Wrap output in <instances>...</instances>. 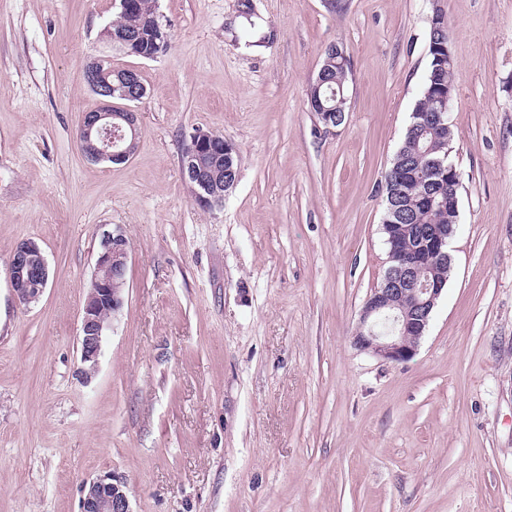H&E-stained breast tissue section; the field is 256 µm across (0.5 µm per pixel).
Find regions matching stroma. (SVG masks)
Returning <instances> with one entry per match:
<instances>
[{
	"label": "stroma",
	"mask_w": 512,
	"mask_h": 512,
	"mask_svg": "<svg viewBox=\"0 0 512 512\" xmlns=\"http://www.w3.org/2000/svg\"><path fill=\"white\" fill-rule=\"evenodd\" d=\"M168 49L105 31L116 0H0V512H80L113 472L133 512H512V0H157ZM455 60L451 268L412 359L355 348L388 266L382 186L428 64ZM262 20L246 53L240 21ZM351 60L342 125L308 89ZM139 72L137 148L88 161L91 62ZM235 144L238 182L200 209L195 129ZM130 259L91 382L77 341L103 231ZM39 243L48 286L8 263ZM34 253L40 256V264L31 263ZM8 269L11 286L18 301L30 304L39 300L45 290L49 272L42 250L34 240H25L16 247Z\"/></svg>",
	"instance_id": "obj_1"
}]
</instances>
